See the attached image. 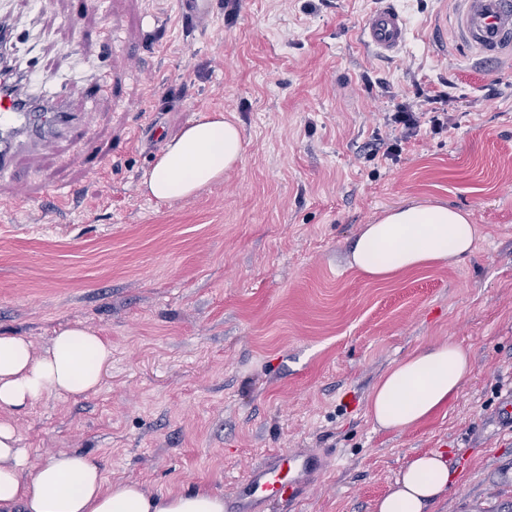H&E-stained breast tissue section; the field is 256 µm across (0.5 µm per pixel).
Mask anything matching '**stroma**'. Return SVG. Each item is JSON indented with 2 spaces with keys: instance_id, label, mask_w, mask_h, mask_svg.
I'll return each mask as SVG.
<instances>
[{
  "instance_id": "stroma-1",
  "label": "stroma",
  "mask_w": 512,
  "mask_h": 512,
  "mask_svg": "<svg viewBox=\"0 0 512 512\" xmlns=\"http://www.w3.org/2000/svg\"><path fill=\"white\" fill-rule=\"evenodd\" d=\"M74 2L0 0L34 92L82 107L88 75L112 81L92 104L95 168L67 142L23 158L41 203L0 222V335L40 351L81 323L112 345L96 393L11 414L31 466L88 452L108 482L220 496L269 450L312 448L325 471L288 512H373L411 457L439 451L460 477L431 512H512V56L437 39L456 0H232L199 27L173 0H90L70 28ZM388 4L408 38L380 55L358 33ZM419 88L447 92L454 128L422 126L400 162L371 156ZM211 112L241 128L240 163L192 198L145 195L166 139ZM52 181L74 195L45 201ZM428 202L470 214L471 254L387 282L350 267L363 225ZM448 341L472 354L457 396L377 428L380 377Z\"/></svg>"
}]
</instances>
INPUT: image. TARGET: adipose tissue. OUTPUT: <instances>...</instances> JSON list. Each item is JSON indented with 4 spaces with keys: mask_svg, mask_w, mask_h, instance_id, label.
Masks as SVG:
<instances>
[{
    "mask_svg": "<svg viewBox=\"0 0 512 512\" xmlns=\"http://www.w3.org/2000/svg\"><path fill=\"white\" fill-rule=\"evenodd\" d=\"M243 152L238 126L223 113L203 116L170 139L143 181L160 202L182 200L221 181ZM478 225L446 205L393 208L364 225L350 265L379 281L469 254ZM112 346L75 323L59 330L50 347L36 352L29 337L0 336V411L21 412L48 394L80 399L102 384ZM471 371L470 352L456 343L429 344L391 367L376 384L368 414L381 428L401 430L447 407ZM439 453L414 456L400 471L376 512H429L451 484ZM0 512H224L221 497L201 492L155 497L138 483L112 484L98 457L58 454L30 469L13 424L0 419Z\"/></svg>",
    "mask_w": 512,
    "mask_h": 512,
    "instance_id": "obj_1",
    "label": "adipose tissue"
}]
</instances>
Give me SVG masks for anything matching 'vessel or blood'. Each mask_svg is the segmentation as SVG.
<instances>
[{
	"instance_id": "obj_1",
	"label": "vessel or blood",
	"mask_w": 512,
	"mask_h": 512,
	"mask_svg": "<svg viewBox=\"0 0 512 512\" xmlns=\"http://www.w3.org/2000/svg\"><path fill=\"white\" fill-rule=\"evenodd\" d=\"M176 14L184 22L201 26L217 12L218 0H175ZM405 17L397 9L382 7L366 15L360 35L377 53L387 55L407 40ZM460 42L483 58L497 60L512 53V0H460L457 18ZM15 44L9 24H0V175H13L22 155L48 149L60 137L80 146L87 166H94L85 111L74 110L67 92L35 95L26 92L27 74L14 71ZM324 456L308 448L273 450L236 480L224 498L226 512H265L301 499L320 479Z\"/></svg>"
}]
</instances>
